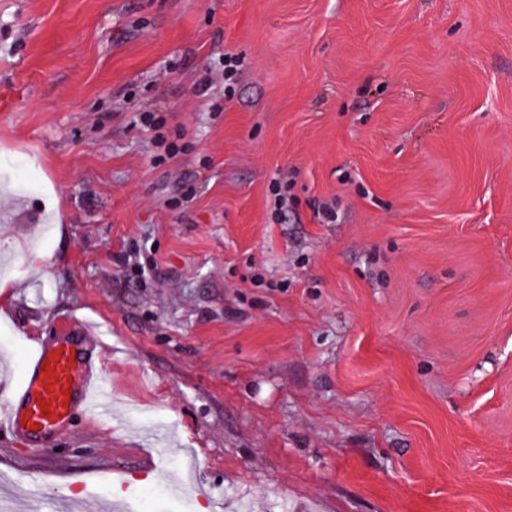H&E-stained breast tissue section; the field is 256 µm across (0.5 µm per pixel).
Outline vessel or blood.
Segmentation results:
<instances>
[{
    "mask_svg": "<svg viewBox=\"0 0 512 512\" xmlns=\"http://www.w3.org/2000/svg\"><path fill=\"white\" fill-rule=\"evenodd\" d=\"M77 355L76 344L68 340L36 347L21 385L0 381V426L20 432L32 447L46 449L76 407L95 411L103 393L102 376L95 367L77 366Z\"/></svg>",
    "mask_w": 512,
    "mask_h": 512,
    "instance_id": "obj_1",
    "label": "vessel or blood"
}]
</instances>
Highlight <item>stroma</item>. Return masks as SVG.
Wrapping results in <instances>:
<instances>
[{"label":"stroma","mask_w":512,"mask_h":512,"mask_svg":"<svg viewBox=\"0 0 512 512\" xmlns=\"http://www.w3.org/2000/svg\"><path fill=\"white\" fill-rule=\"evenodd\" d=\"M2 258L105 374L0 512H512V0H0Z\"/></svg>","instance_id":"35a3bbf8"}]
</instances>
